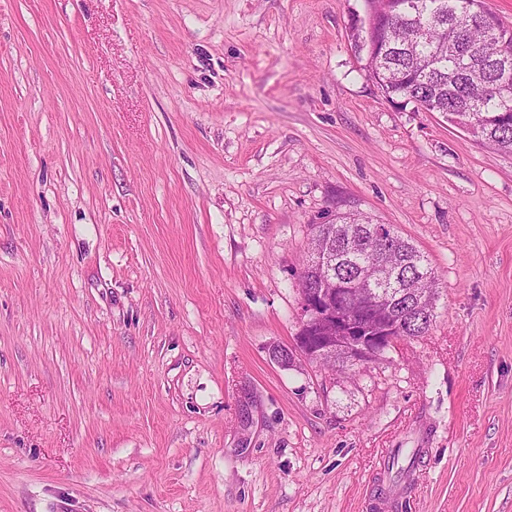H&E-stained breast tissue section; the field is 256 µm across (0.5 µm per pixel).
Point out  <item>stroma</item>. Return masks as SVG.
Listing matches in <instances>:
<instances>
[{
  "label": "stroma",
  "mask_w": 512,
  "mask_h": 512,
  "mask_svg": "<svg viewBox=\"0 0 512 512\" xmlns=\"http://www.w3.org/2000/svg\"><path fill=\"white\" fill-rule=\"evenodd\" d=\"M364 12L0 0V512H512V153L386 101ZM357 212L436 270L429 331L276 363Z\"/></svg>",
  "instance_id": "1"
}]
</instances>
